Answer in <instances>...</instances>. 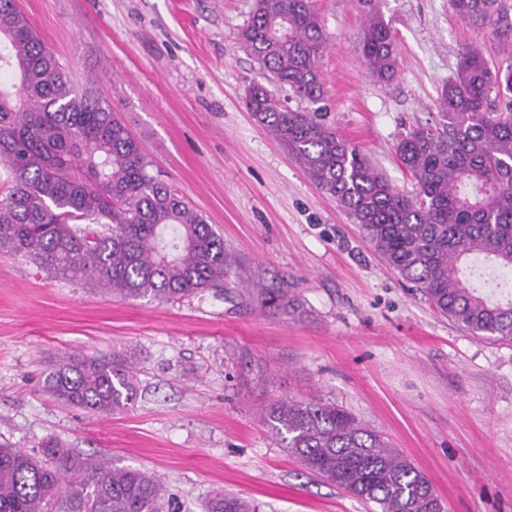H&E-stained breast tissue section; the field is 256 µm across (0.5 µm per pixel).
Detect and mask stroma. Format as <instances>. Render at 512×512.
<instances>
[{"label":"stroma","instance_id":"stroma-1","mask_svg":"<svg viewBox=\"0 0 512 512\" xmlns=\"http://www.w3.org/2000/svg\"><path fill=\"white\" fill-rule=\"evenodd\" d=\"M312 2L327 37L316 103L269 84L241 47L255 0H16L71 80L109 99L155 173L223 237L231 274L222 298L123 299L0 251V436L153 472L176 512L223 489L258 512H373L259 418L277 397L330 398L400 448L444 512H512V342L463 330L389 271L244 103L249 85L269 84L411 196L401 134L435 117L463 46L481 44L493 68L505 57L452 0H381L398 68L379 82L357 49L360 0ZM248 284L286 290L295 312L241 296ZM129 351L139 372L126 410L102 417L41 390L58 356Z\"/></svg>","mask_w":512,"mask_h":512}]
</instances>
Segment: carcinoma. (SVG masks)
I'll list each match as a JSON object with an SVG mask.
<instances>
[{
    "label": "carcinoma",
    "instance_id": "1",
    "mask_svg": "<svg viewBox=\"0 0 512 512\" xmlns=\"http://www.w3.org/2000/svg\"><path fill=\"white\" fill-rule=\"evenodd\" d=\"M457 14L507 51L491 68L477 44L460 51L434 123L396 145L416 181L399 192L352 142L309 112L248 89L247 111L309 179L360 226L385 266L464 330L512 341V297L473 288L459 266L483 258L512 271V0H452ZM241 45L296 96L320 100L317 65L326 36L311 0H256ZM358 46L378 81L397 71V46L382 14L367 13ZM0 250L22 252L54 277L132 299L224 295V239L154 174L100 92L80 89L15 0H0ZM263 307L294 309L258 285ZM136 358L72 353L44 374L53 399L99 416L136 399ZM263 422L307 470L379 512H441L428 478L384 434L334 400L280 397ZM153 473L84 455L54 438L30 454L0 440V512H168ZM202 512H255L216 491Z\"/></svg>",
    "mask_w": 512,
    "mask_h": 512
}]
</instances>
